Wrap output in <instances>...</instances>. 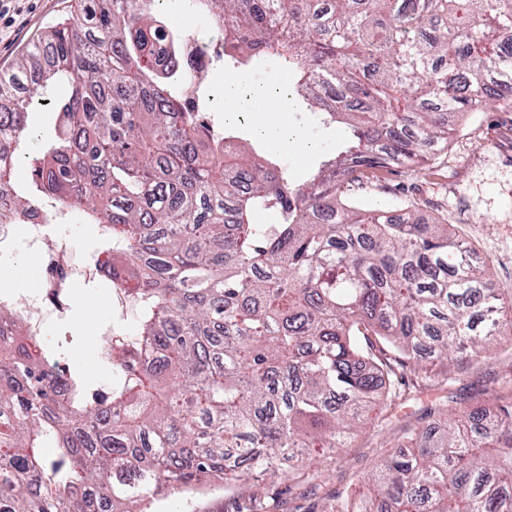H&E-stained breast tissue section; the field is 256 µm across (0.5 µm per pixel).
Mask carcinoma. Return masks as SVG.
<instances>
[{
	"label": "carcinoma",
	"mask_w": 512,
	"mask_h": 512,
	"mask_svg": "<svg viewBox=\"0 0 512 512\" xmlns=\"http://www.w3.org/2000/svg\"><path fill=\"white\" fill-rule=\"evenodd\" d=\"M80 4L0 79V227L73 206L110 225L87 265L137 331L106 341L112 378L93 386L0 308V512H146L202 476L239 487L347 447L379 403L512 330V296L448 225L336 202L447 143L448 113L512 109V0H186L220 39L190 54L156 0ZM271 60L293 103L345 125L302 184L210 119V66ZM41 101L55 122L21 181ZM262 208L279 223H255ZM69 288L47 296L61 309ZM427 416L443 425L403 429L324 512H512V398Z\"/></svg>",
	"instance_id": "1"
}]
</instances>
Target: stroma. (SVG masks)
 <instances>
[{"instance_id":"obj_1","label":"stroma","mask_w":512,"mask_h":512,"mask_svg":"<svg viewBox=\"0 0 512 512\" xmlns=\"http://www.w3.org/2000/svg\"><path fill=\"white\" fill-rule=\"evenodd\" d=\"M75 4L76 0H11L9 14L0 17V71L11 70L23 49L56 21L71 15ZM208 83L215 124L235 131L247 147L287 165L294 180H302L324 155L335 151L340 123L320 124L311 112L295 106L270 120L260 136L250 114L241 121L226 119L224 73L210 72ZM289 128L304 135L312 145L310 151L279 146L280 136ZM429 166L428 177H421L418 167L403 166L382 178L353 185L347 197L393 210L403 201H414L423 220L447 223L473 247L475 260L484 265L495 287L512 292V111L466 114L447 147L437 149ZM6 259L13 268L12 293L29 303L45 304L44 273L39 263L20 246ZM109 294V288L77 281L65 311L54 313L45 331V341L52 346L69 338L65 352L68 363L95 384L106 379L102 344L115 330L129 333L135 325L130 314L122 321L114 320ZM491 392L512 395L510 343L498 347L485 360L454 364L447 381L419 390L409 401L393 403L387 409L390 424L371 426L349 447L330 453L313 481L267 474L250 492L203 483L156 496L147 512H315L349 480L369 473L398 450L403 428L425 426L430 407L445 404L457 409Z\"/></svg>"}]
</instances>
